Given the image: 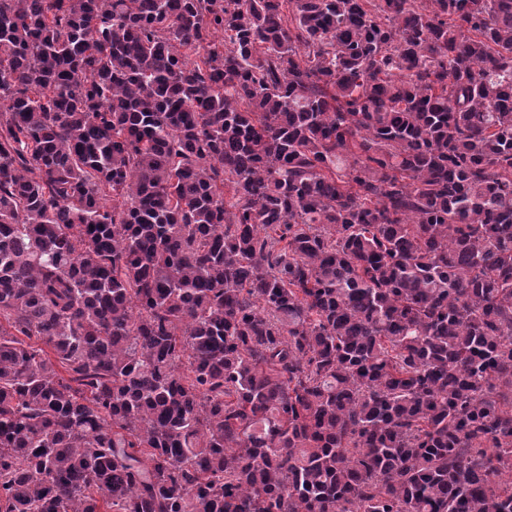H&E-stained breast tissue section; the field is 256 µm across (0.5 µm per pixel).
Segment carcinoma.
Segmentation results:
<instances>
[{"instance_id": "1", "label": "carcinoma", "mask_w": 512, "mask_h": 512, "mask_svg": "<svg viewBox=\"0 0 512 512\" xmlns=\"http://www.w3.org/2000/svg\"><path fill=\"white\" fill-rule=\"evenodd\" d=\"M0 512H512V0H0Z\"/></svg>"}]
</instances>
